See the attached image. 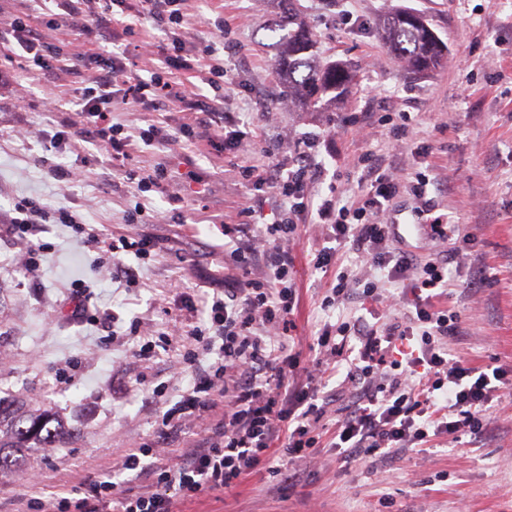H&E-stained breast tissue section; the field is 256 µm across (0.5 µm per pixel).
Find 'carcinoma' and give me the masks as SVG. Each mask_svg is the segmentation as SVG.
Segmentation results:
<instances>
[{"label":"carcinoma","mask_w":512,"mask_h":512,"mask_svg":"<svg viewBox=\"0 0 512 512\" xmlns=\"http://www.w3.org/2000/svg\"><path fill=\"white\" fill-rule=\"evenodd\" d=\"M276 31V64L288 84L289 103L319 112L327 95L338 96L348 88L350 72L335 62L318 61L312 32L294 7L280 13ZM379 33L395 57L415 73L434 69L443 56L444 42L418 13L404 11L388 18ZM70 433L48 409L24 410L0 403V473L17 468L30 448L62 446Z\"/></svg>","instance_id":"obj_1"}]
</instances>
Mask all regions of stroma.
I'll return each mask as SVG.
<instances>
[{
    "mask_svg": "<svg viewBox=\"0 0 512 512\" xmlns=\"http://www.w3.org/2000/svg\"><path fill=\"white\" fill-rule=\"evenodd\" d=\"M294 4L314 35L318 58L354 72L349 91L321 112L289 106L267 37L280 0H189L186 52L226 67L224 111L257 135L237 147L217 133L185 140L180 131L194 115L170 104L154 115L167 140L136 142L126 162L137 172L163 169L159 187L149 191L108 166L105 146L69 140L51 148L64 116L45 112L43 103L70 95L71 77H40L19 56L0 62V397L49 409L74 428L65 447L29 449L24 473L0 474V512H18L33 491L47 493L106 470L121 471L126 486L137 487L134 472L121 469L132 446L152 443L164 455L207 436L211 421L204 418L186 422L176 441L157 437L163 413L211 361L205 354L193 365L183 358L182 334L204 324L186 303L199 301L210 292L211 277L221 275L226 228L245 225L255 252L250 272L262 277L272 245L261 229L279 216L269 168L288 161L307 134L320 171L307 187L312 198H362L367 187L355 163L366 154L384 159L404 181L429 175L431 213L416 218L413 198L403 193L389 220H422L419 236L409 241L419 260L454 251L448 304L459 314V329L447 339L448 356L501 368L509 386L487 411L479 446L441 439L427 451L407 450L386 461L344 460L326 447L298 462V486L255 476L223 500L185 504V512H512V0ZM125 9L133 33L114 27L104 46L116 52L138 44L135 71L150 77L164 35L143 0H125ZM399 11L425 16L444 42V58L432 72L408 74L380 38L379 21ZM388 112L407 114L412 137L382 124ZM23 131L28 139H20ZM57 164L82 169V181L52 177L48 168ZM245 166L251 177L242 176ZM25 197L52 210L73 209L83 220L79 227L50 225L34 237L44 251L34 272L8 264L25 246L4 220ZM157 209L174 212L173 222L153 223ZM437 219L458 225V236L433 238L429 225ZM91 232L105 241L147 235L161 249L145 260L122 254L116 265L88 244ZM325 234L321 225L299 224L289 247L299 303L287 341L310 359L324 324L360 314L349 301L322 307L332 278L310 260ZM129 269L137 284L127 282ZM79 293L93 319L72 318ZM103 314L113 316L111 328L99 323ZM149 341L155 355L145 360L139 350ZM28 471L39 474L38 487L25 482Z\"/></svg>",
    "mask_w": 512,
    "mask_h": 512,
    "instance_id": "35a3bbf8",
    "label": "stroma"
}]
</instances>
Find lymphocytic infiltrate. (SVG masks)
<instances>
[{
	"instance_id": "lymphocytic-infiltrate-1",
	"label": "lymphocytic infiltrate",
	"mask_w": 512,
	"mask_h": 512,
	"mask_svg": "<svg viewBox=\"0 0 512 512\" xmlns=\"http://www.w3.org/2000/svg\"><path fill=\"white\" fill-rule=\"evenodd\" d=\"M53 2L57 15L40 25L32 24L28 15L15 16L0 28V44L16 43L33 52L46 74L65 71L78 78L72 98L52 99L46 106L50 112L67 104L76 109L77 121L60 132V139L104 143L112 169L120 171L133 139L149 144L164 140L166 133L154 123L130 133L113 122L116 105H126L131 112H161L176 102L182 111L199 115L197 126H184L185 137L209 133L211 117L221 105L202 89L220 90L224 70L204 68L200 57L181 54L185 0H145L149 17L164 27L170 48L163 70L147 79L133 72L130 49L114 53L97 47L76 67L69 57L54 52L46 36L62 23L89 34L124 23L123 0ZM360 168L369 187L364 199L350 202L330 194L315 201L305 193L314 177L306 154L286 167L274 164L281 213L264 228L274 245L265 259V275L233 279L230 287L202 297L207 325L189 332L184 357L192 364L206 350L215 359L182 400L163 414L157 429L160 438H168L182 422L205 416L219 398H226L224 417L211 434L167 458L145 446L130 449L122 467L147 476L150 491L123 488L105 471L47 497L27 499L24 512H180L185 503L231 491L263 472L297 482L294 465L316 452L325 405L343 394L349 395L350 403L336 420L330 445L345 458H385L409 448L425 450L443 437L456 443H474L482 437L483 417L502 372L449 362L445 341L457 330L458 314L441 304L448 262L440 258L417 265L406 252L392 247V226L383 220L405 191L415 201V215L430 211V180L422 174L414 184L405 185L370 154L361 159ZM309 213L333 241L312 260L314 269L333 275L323 306L355 298L364 314L352 324L324 327L317 337L318 357L304 363L284 342L298 306L286 246ZM79 221L73 210H51L28 198L15 202L10 218L15 237L24 242L44 232L46 225ZM342 245L370 261L380 281H356L351 269L338 261ZM383 282L392 286V293H380ZM405 286L410 289L406 295L401 292ZM371 318L379 320V327L368 326ZM414 339L419 349L408 348ZM299 370L304 380L287 386L288 374Z\"/></svg>"
}]
</instances>
